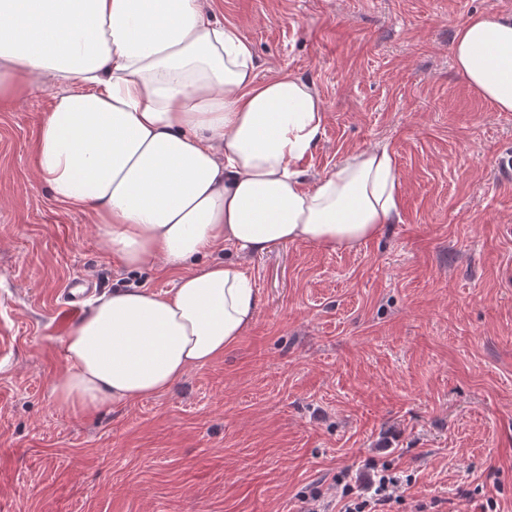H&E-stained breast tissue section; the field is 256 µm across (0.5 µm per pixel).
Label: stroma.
I'll return each mask as SVG.
<instances>
[{"label":"stroma","instance_id":"35a3bbf8","mask_svg":"<svg viewBox=\"0 0 512 512\" xmlns=\"http://www.w3.org/2000/svg\"><path fill=\"white\" fill-rule=\"evenodd\" d=\"M259 80L325 104L310 175L388 146L401 219L352 252L274 244L242 263L260 297L233 348L168 391L61 410L56 301L70 279L163 294L177 275L116 264L89 212L35 177L51 89L0 105V512H339L373 463L406 481L391 512H512V112L451 54L470 16L512 0H207Z\"/></svg>","mask_w":512,"mask_h":512}]
</instances>
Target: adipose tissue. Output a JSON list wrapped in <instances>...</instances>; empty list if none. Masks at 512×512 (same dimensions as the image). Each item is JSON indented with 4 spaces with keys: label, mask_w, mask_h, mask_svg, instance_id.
Masks as SVG:
<instances>
[{
    "label": "adipose tissue",
    "mask_w": 512,
    "mask_h": 512,
    "mask_svg": "<svg viewBox=\"0 0 512 512\" xmlns=\"http://www.w3.org/2000/svg\"><path fill=\"white\" fill-rule=\"evenodd\" d=\"M456 70L512 112V17L458 27ZM249 42L200 0H0V103L53 89L36 177L88 208L124 268L164 264L175 288L99 296L63 341L58 406L85 413L166 392L212 363L255 320L259 297L236 262L194 260L228 245L259 254L305 242L358 249L400 219L388 146L347 154L306 182L324 104L298 77L257 78Z\"/></svg>",
    "instance_id": "obj_1"
}]
</instances>
